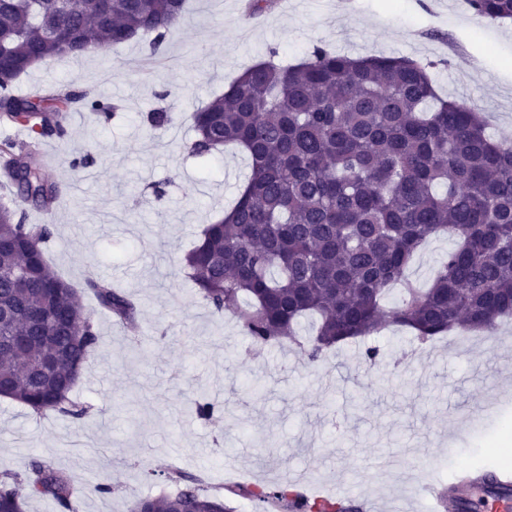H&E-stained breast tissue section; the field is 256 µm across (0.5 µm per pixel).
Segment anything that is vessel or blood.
<instances>
[{
  "instance_id": "vessel-or-blood-1",
  "label": "vessel or blood",
  "mask_w": 512,
  "mask_h": 512,
  "mask_svg": "<svg viewBox=\"0 0 512 512\" xmlns=\"http://www.w3.org/2000/svg\"><path fill=\"white\" fill-rule=\"evenodd\" d=\"M415 495L424 512H470L474 500H481L484 512H512V476L487 482L470 473L441 488L430 483L417 485Z\"/></svg>"
}]
</instances>
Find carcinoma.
I'll list each match as a JSON object with an SVG mask.
<instances>
[{"label":"carcinoma","mask_w":512,"mask_h":512,"mask_svg":"<svg viewBox=\"0 0 512 512\" xmlns=\"http://www.w3.org/2000/svg\"><path fill=\"white\" fill-rule=\"evenodd\" d=\"M466 3L489 23L512 21V0ZM185 12L186 0H0V124L31 135L0 144V177L15 189L0 204V396L38 416L85 413L71 399L98 342L84 294L134 334L140 311L106 280L65 279L45 255L52 225L27 223V208L48 213L61 193L42 173L40 142L66 140L74 106L105 121L115 107L86 91L22 96L14 82L46 60L144 35L156 51ZM277 56L193 110L191 155L232 146L251 163L235 204L183 257L212 312L236 310L241 333L261 350L300 343L296 326L316 318L303 347L312 364L384 329L426 344L455 329L489 333L511 317L512 147L486 133L480 109L438 97L434 63L421 59L354 58L323 45L297 64ZM441 233L455 245L430 286L408 283L415 254ZM395 284L402 289L389 304ZM169 478L177 492L138 497L131 512H233L224 489L205 493L181 471ZM79 493L77 481L35 459L0 476V512H24L38 497L78 512ZM244 494L266 512H357L286 480Z\"/></svg>","instance_id":"carcinoma-1"}]
</instances>
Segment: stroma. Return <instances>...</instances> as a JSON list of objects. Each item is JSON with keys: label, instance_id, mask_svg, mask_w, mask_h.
Masks as SVG:
<instances>
[{"label": "stroma", "instance_id": "stroma-1", "mask_svg": "<svg viewBox=\"0 0 512 512\" xmlns=\"http://www.w3.org/2000/svg\"><path fill=\"white\" fill-rule=\"evenodd\" d=\"M242 0H188L158 66L139 39L74 60H48L17 82L20 93L94 90L114 104V119L69 117L68 141L45 140L44 173L61 189L50 213L52 265L81 284L89 273L112 281L140 304L130 334L84 303L100 341L73 390L87 407L80 420L40 417L0 399V472L46 461L112 494L84 493L79 512H129L134 496L172 494L169 463L204 473V491L296 481L311 497L353 495L380 512L410 506L418 477L410 456L427 452L451 480L461 470H504L512 462V321L495 332L448 333L426 349L405 332L374 343L380 362H363L364 343L328 352L311 366L299 351L254 352L232 312L218 316L181 265L205 224L231 206L250 174L228 150L203 164L188 152L194 105L222 93L270 51L294 61L323 44L352 57L383 53L434 61L442 97L477 105L488 131L512 145V23L478 18L463 0H277L245 20ZM163 107L174 121L144 120ZM91 153L94 161L73 166ZM216 407L211 421L187 409L196 393Z\"/></svg>", "mask_w": 512, "mask_h": 512}]
</instances>
